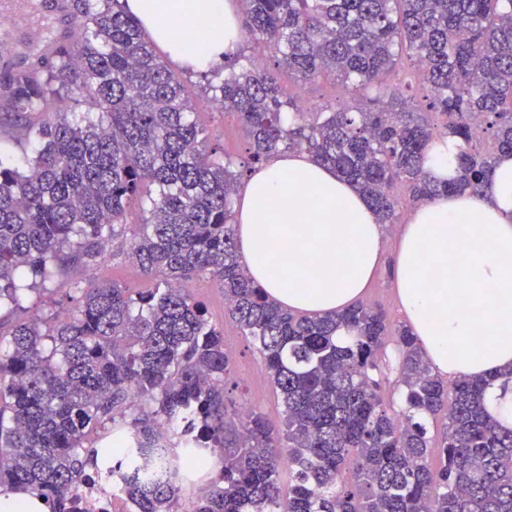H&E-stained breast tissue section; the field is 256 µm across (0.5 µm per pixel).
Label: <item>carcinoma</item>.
I'll list each match as a JSON object with an SVG mask.
<instances>
[{
  "mask_svg": "<svg viewBox=\"0 0 512 512\" xmlns=\"http://www.w3.org/2000/svg\"><path fill=\"white\" fill-rule=\"evenodd\" d=\"M245 28L274 65L370 94L369 106L308 112L263 63L242 53L201 73L205 92L241 122V168L210 146L185 86L120 0H84L70 39L48 36L26 67L0 77L14 122L0 150V309L121 240L162 287L131 295L92 282L49 320L12 326L0 347V490L31 488L66 512L90 473L115 476L138 512H178L170 468L221 467L194 512H512V427L486 406L492 381L436 372L407 325L368 302L325 315L289 310L254 284L232 222L244 173L303 152L333 168L393 224L394 186L410 201L488 193L512 155V0H243ZM414 61L429 112L383 85ZM461 142L455 176L426 168L428 145ZM140 219L129 223L133 207ZM207 279L262 353L281 400L277 434L253 406L227 405L224 327L187 288ZM401 404L380 394L388 336ZM142 415L129 418L130 393ZM445 412L438 443L429 420ZM111 428H105V423ZM178 426L186 446L161 448ZM104 430L98 448L85 438ZM438 451L441 467L432 465ZM288 468V495L280 474Z\"/></svg>",
  "mask_w": 512,
  "mask_h": 512,
  "instance_id": "1",
  "label": "carcinoma"
}]
</instances>
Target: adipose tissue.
<instances>
[{
  "label": "adipose tissue",
  "instance_id": "1",
  "mask_svg": "<svg viewBox=\"0 0 512 512\" xmlns=\"http://www.w3.org/2000/svg\"><path fill=\"white\" fill-rule=\"evenodd\" d=\"M175 61L204 70L242 41L232 0H125ZM204 42L190 48L189 32ZM489 194L437 196L405 225L394 286L403 313L443 377L512 370V157ZM253 280L290 309L336 311L358 300L385 246L363 195L304 154L277 156L245 180L234 206Z\"/></svg>",
  "mask_w": 512,
  "mask_h": 512
}]
</instances>
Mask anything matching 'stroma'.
Segmentation results:
<instances>
[{
  "mask_svg": "<svg viewBox=\"0 0 512 512\" xmlns=\"http://www.w3.org/2000/svg\"><path fill=\"white\" fill-rule=\"evenodd\" d=\"M51 2L52 0H0V72L25 66L33 61L42 46V33L50 30L58 34L72 31L73 21L79 18L83 7L82 0H71V19L67 22L59 20L51 8ZM170 68L183 81L187 96L210 142L223 146L229 156L240 157L245 147L243 127L214 108L210 96L202 89L203 80L198 73L186 71L175 62L171 63ZM275 76L284 94L303 99L312 108L337 110L354 105L359 99L357 93L345 89L340 81L331 77H321L305 84L284 69L276 71ZM395 193L402 203L399 221L383 227L385 251L363 299L381 307L390 322L398 325L403 323L404 314L393 287L394 264L403 225L408 222L412 212L406 204V185H398ZM100 277L113 280L134 292L156 285L154 279L144 275L124 255L118 254L107 257L99 265L69 268L63 276L48 282L44 291L30 294L28 307L41 318L53 317L58 310V300L76 296L77 285L88 284ZM190 288L205 303L210 320L223 325L225 345L235 353L233 375L237 387L231 394L232 400L256 404L273 427H280L283 421L281 403L268 374L262 368L259 352L227 321L222 291L213 283L203 280L191 282Z\"/></svg>",
  "mask_w": 512,
  "mask_h": 512,
  "instance_id": "35a3bbf8",
  "label": "stroma"
}]
</instances>
